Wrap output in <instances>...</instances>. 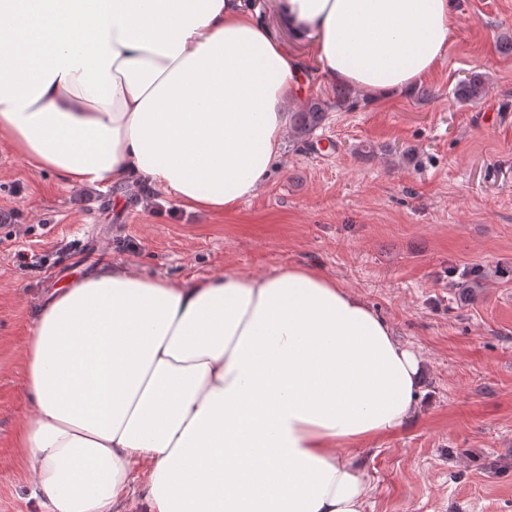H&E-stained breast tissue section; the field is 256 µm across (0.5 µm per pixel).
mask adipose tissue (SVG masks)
I'll use <instances>...</instances> for the list:
<instances>
[{"mask_svg":"<svg viewBox=\"0 0 512 512\" xmlns=\"http://www.w3.org/2000/svg\"><path fill=\"white\" fill-rule=\"evenodd\" d=\"M454 5L279 0V16L314 39L322 80L383 100L437 69ZM305 81L249 0H0V141L69 185L235 210ZM424 369L309 267L115 266L43 301L17 441L45 512H366L352 451L414 418Z\"/></svg>","mask_w":512,"mask_h":512,"instance_id":"1","label":"adipose tissue"}]
</instances>
